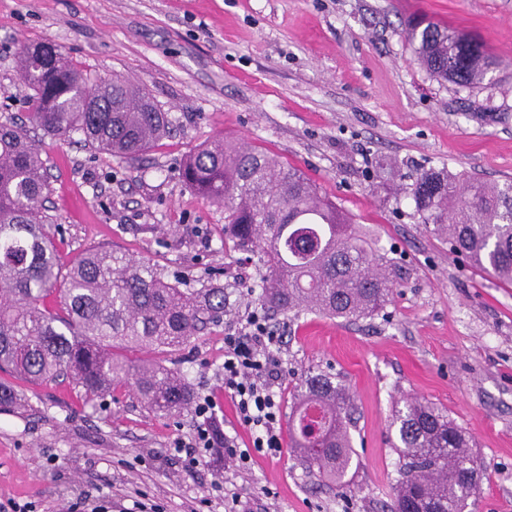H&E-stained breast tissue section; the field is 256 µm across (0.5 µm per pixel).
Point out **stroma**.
I'll return each mask as SVG.
<instances>
[{"label": "stroma", "instance_id": "1", "mask_svg": "<svg viewBox=\"0 0 512 512\" xmlns=\"http://www.w3.org/2000/svg\"><path fill=\"white\" fill-rule=\"evenodd\" d=\"M410 16L468 31L512 56V0H0V122L23 118L22 45L52 43L91 79L119 75L172 124L147 155L123 160L80 134L45 140L48 230L62 265L105 244L185 285L220 284L223 328L166 357L210 397L225 434L249 449L236 466L211 449L188 465L177 443L195 408L147 409L129 389L91 399L74 383L19 382L0 411V505L21 512H388L398 477L393 414L432 402L471 437L480 472L469 512H512V285L451 252L395 192L445 170L512 181V66L495 88L432 78L401 34ZM241 137L315 182L366 228L397 272L394 296L357 321L279 314L281 415L309 371L335 374L356 407L342 485L309 473L288 446L251 447L224 392V335L259 310L256 258L224 246V210L178 170L195 148ZM392 164L386 185L376 178Z\"/></svg>", "mask_w": 512, "mask_h": 512}]
</instances>
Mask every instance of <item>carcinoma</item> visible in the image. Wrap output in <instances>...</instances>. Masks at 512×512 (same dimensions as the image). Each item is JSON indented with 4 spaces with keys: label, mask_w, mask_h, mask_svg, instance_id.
Returning a JSON list of instances; mask_svg holds the SVG:
<instances>
[{
    "label": "carcinoma",
    "mask_w": 512,
    "mask_h": 512,
    "mask_svg": "<svg viewBox=\"0 0 512 512\" xmlns=\"http://www.w3.org/2000/svg\"><path fill=\"white\" fill-rule=\"evenodd\" d=\"M403 33L433 78L462 88L495 85L498 57L469 33L427 19L407 20ZM18 66L31 90L29 119L45 137L79 133L98 154L134 160L168 133L167 113L145 89L120 77L92 81L53 44L22 48ZM180 176L224 208V243L257 253L267 308L355 321L391 301L395 283L382 272L385 257L370 233L299 170L222 137L190 153ZM408 193L426 229L512 285V183L427 170ZM49 194L40 140L12 119L1 122L0 371L29 383L66 377L86 395L126 385L156 414L186 409L195 393L178 370L117 349L162 354L223 326L224 289L185 288L179 273L106 247L83 250L62 270L45 229ZM293 399L288 447L310 473L342 483L354 455L351 394L318 371L301 380ZM395 420L391 512H466L478 488L469 437L428 401L404 400Z\"/></svg>",
    "instance_id": "carcinoma-1"
}]
</instances>
